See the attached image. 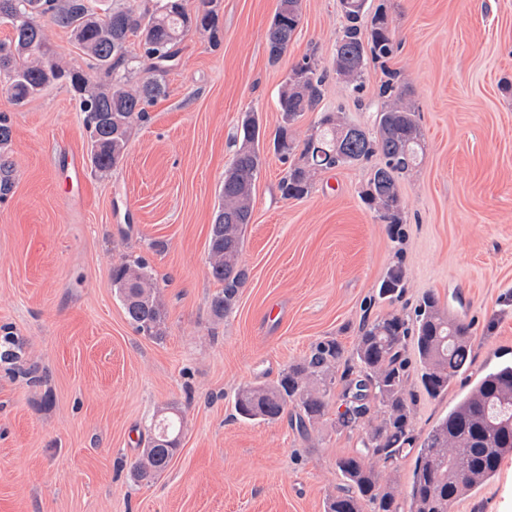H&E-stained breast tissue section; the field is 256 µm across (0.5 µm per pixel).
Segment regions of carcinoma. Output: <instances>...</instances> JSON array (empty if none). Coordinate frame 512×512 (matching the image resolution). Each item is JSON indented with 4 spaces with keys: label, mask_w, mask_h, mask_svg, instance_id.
I'll return each instance as SVG.
<instances>
[{
    "label": "carcinoma",
    "mask_w": 512,
    "mask_h": 512,
    "mask_svg": "<svg viewBox=\"0 0 512 512\" xmlns=\"http://www.w3.org/2000/svg\"><path fill=\"white\" fill-rule=\"evenodd\" d=\"M380 0L365 20L367 0L344 11L346 24L336 40L335 74L358 90L369 64L380 67L383 106L376 127L366 130L337 112L320 113L306 138L296 137V124L320 105L327 72L308 57L292 68L301 75L287 79L278 99L280 121L272 147L288 162L279 185L285 199L308 196L317 173L359 163L374 153L383 164L373 170L361 192L364 204L400 236L404 223L399 180L410 174L424 155V140L415 107L388 63L400 47L388 5ZM301 0H279L267 30L269 59L287 52L299 25ZM70 31L89 56L95 75L63 65L48 44L46 30L35 19ZM0 19L10 23L12 37L0 42V90L20 104L54 84L67 86L80 101L89 133L94 170H114L126 155L130 132L145 106L166 94L165 75L177 64L178 44L190 33H204L217 47L224 37L218 0H156L142 10L117 6L114 0H0ZM139 41L140 55L128 58L125 44ZM145 68L148 77L133 83L131 75ZM265 138L255 113L241 122L233 162L224 172L222 202L209 235V268L222 285L209 300L213 317L223 319L235 308L248 279L242 261L244 233L252 216L255 179L262 166L260 143ZM12 144L9 113L0 112V200L14 185L6 160ZM112 288L136 330L161 337L165 310L155 275L140 257L126 255L112 266ZM405 291V272L391 267L378 296L397 299ZM421 364V383L435 397L448 392L451 380L473 363L470 324L448 316L439 298L428 293L414 317L399 314L377 318L362 327L353 363L336 375L342 347L328 341L288 366L269 386L249 385L235 398L245 420L273 421L288 407L298 411L299 426L322 418L329 409L336 381L343 383L344 411L336 424L344 430L367 425L364 447L336 461L343 485L326 502L325 512H403L394 494L380 487L372 460L396 463L412 451L413 412L408 392V343ZM512 363L484 373L471 392L427 434L414 461L409 512H451L466 493L494 478L503 458L512 454ZM182 435L181 411L166 407L150 424L146 448L131 468L136 482L162 474L177 454Z\"/></svg>",
    "instance_id": "1"
}]
</instances>
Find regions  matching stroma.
I'll return each mask as SVG.
<instances>
[{
  "mask_svg": "<svg viewBox=\"0 0 512 512\" xmlns=\"http://www.w3.org/2000/svg\"><path fill=\"white\" fill-rule=\"evenodd\" d=\"M393 4L401 45L389 67L425 142L421 164L399 181L402 238L360 198L380 156L318 173L309 196L287 200V166L265 148L244 235L248 280L221 320L208 308L219 287L209 232L245 113L274 133L281 86L311 55L329 73L319 112L376 126L379 67L358 91L332 74L339 0H302L298 31L275 63L266 31L279 0H219L221 46L199 34L183 40L166 96L133 126L117 169L87 170L74 209L49 163L56 146L88 154L74 95L57 84L13 107L0 92L16 173L0 201V342L16 354L0 361V512H325L341 483L337 459L365 438L337 428L339 392L302 433L291 410L242 419L239 389L275 382L321 342L352 353L364 323L412 315L428 292L470 324L474 363L433 397L407 350L416 435L512 360V0ZM319 112L304 114L297 138ZM125 254L155 273L162 339L137 332L113 291L112 264ZM395 264L406 288L391 302L378 288ZM169 404L184 411L180 449L161 476L134 482L130 465ZM452 512H512V456Z\"/></svg>",
  "mask_w": 512,
  "mask_h": 512,
  "instance_id": "35a3bbf8",
  "label": "stroma"
}]
</instances>
